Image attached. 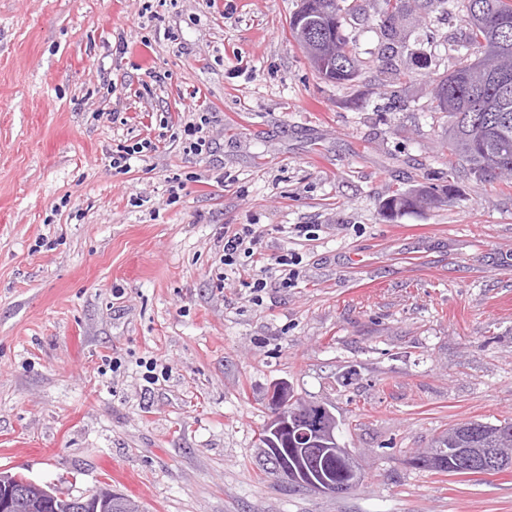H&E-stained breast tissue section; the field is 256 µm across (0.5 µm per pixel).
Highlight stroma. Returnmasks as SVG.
Wrapping results in <instances>:
<instances>
[{"instance_id": "1", "label": "stroma", "mask_w": 512, "mask_h": 512, "mask_svg": "<svg viewBox=\"0 0 512 512\" xmlns=\"http://www.w3.org/2000/svg\"><path fill=\"white\" fill-rule=\"evenodd\" d=\"M152 4L0 0V469L145 512H512V470L406 460L512 418V187L452 171L423 76L401 106L372 70L321 80L290 37L299 0ZM428 30L454 68L460 9ZM192 100L200 156L175 138ZM447 183L384 217L396 188ZM232 224L298 254L290 287L218 283ZM277 381L333 404L355 491L260 475ZM138 144L139 143H137L136 145H138ZM144 148L146 150L152 151V149H153L152 142L147 141L144 144H142V143L139 144V146H136V147L132 146L131 148L128 147L127 149L119 150L115 154H112V157H111L112 160L110 162V165H112V169L130 170L132 159H134V158L137 159V157L145 156V155H140L144 152L143 151ZM445 187V188H444ZM452 190V185L443 186L441 189L431 186L421 185L414 189H396L392 191L385 203L396 206L397 214L418 212L431 205L441 203L442 200L448 198V194ZM415 197L410 201L409 197ZM397 215V216H398Z\"/></svg>"}]
</instances>
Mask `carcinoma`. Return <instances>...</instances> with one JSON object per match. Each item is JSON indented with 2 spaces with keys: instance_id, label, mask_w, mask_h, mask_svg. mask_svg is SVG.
<instances>
[{
  "instance_id": "1",
  "label": "carcinoma",
  "mask_w": 512,
  "mask_h": 512,
  "mask_svg": "<svg viewBox=\"0 0 512 512\" xmlns=\"http://www.w3.org/2000/svg\"><path fill=\"white\" fill-rule=\"evenodd\" d=\"M449 0H383L380 29L386 39L382 55L369 61L356 56L347 21L364 20L363 0H300L290 20L293 38L306 54L320 79L332 84L356 82L365 69L391 78L381 87L397 97L418 70L427 69V54L437 48L434 37H418L427 18L448 13ZM462 6L466 31L457 48L455 68L428 73L430 109L446 124L445 145L457 164L475 180L495 184L512 181L501 173L512 169V0H455ZM452 185L441 189L421 185L396 189L385 203L397 214L418 212L448 198ZM263 461L288 459L307 478L319 484L352 481L339 457L313 454L308 448H291L282 441L266 451V432L259 433ZM466 448H499L512 453V419L496 424L464 421L439 435L431 450L440 455L438 473L469 475L489 464Z\"/></svg>"
}]
</instances>
